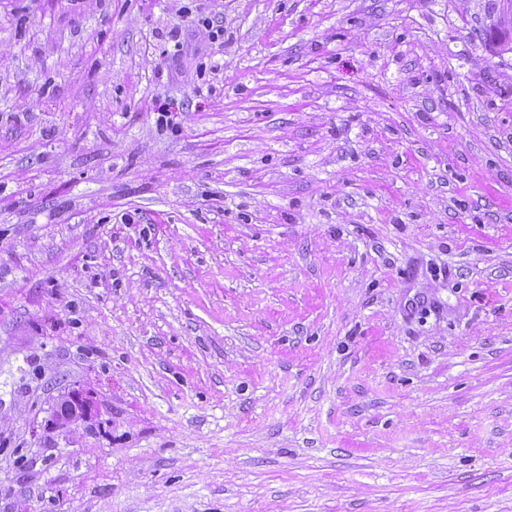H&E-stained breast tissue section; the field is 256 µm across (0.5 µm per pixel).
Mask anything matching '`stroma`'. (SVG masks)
Returning <instances> with one entry per match:
<instances>
[{"mask_svg":"<svg viewBox=\"0 0 512 512\" xmlns=\"http://www.w3.org/2000/svg\"><path fill=\"white\" fill-rule=\"evenodd\" d=\"M503 3L0 0V512H512ZM183 17V21L189 23L190 25L208 29L209 36L213 43L223 44L224 25L214 21L211 16L203 15L202 13L193 14V12L188 9Z\"/></svg>","mask_w":512,"mask_h":512,"instance_id":"stroma-1","label":"stroma"}]
</instances>
